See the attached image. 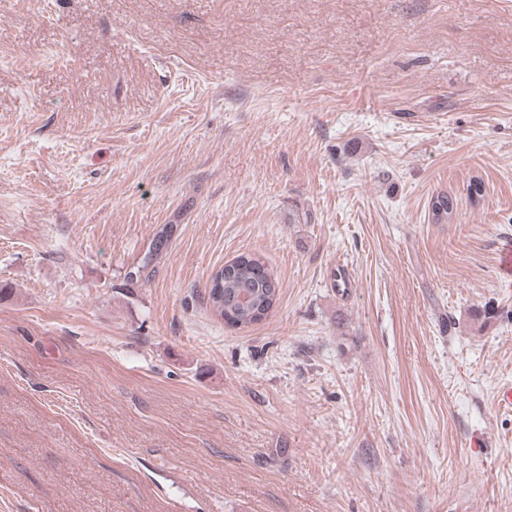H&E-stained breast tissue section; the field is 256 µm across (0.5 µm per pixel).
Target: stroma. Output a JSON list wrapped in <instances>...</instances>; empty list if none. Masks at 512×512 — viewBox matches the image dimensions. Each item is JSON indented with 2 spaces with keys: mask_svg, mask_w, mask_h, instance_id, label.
Returning <instances> with one entry per match:
<instances>
[{
  "mask_svg": "<svg viewBox=\"0 0 512 512\" xmlns=\"http://www.w3.org/2000/svg\"><path fill=\"white\" fill-rule=\"evenodd\" d=\"M509 238L512 0H0V512H512ZM214 273L222 276L224 294L216 297L214 288L209 289L208 303L213 313L224 320L225 324V319L230 314L241 322L239 327L257 324L243 309L253 306L269 307L276 305L279 299V281L257 254H240Z\"/></svg>",
  "mask_w": 512,
  "mask_h": 512,
  "instance_id": "obj_1",
  "label": "stroma"
}]
</instances>
